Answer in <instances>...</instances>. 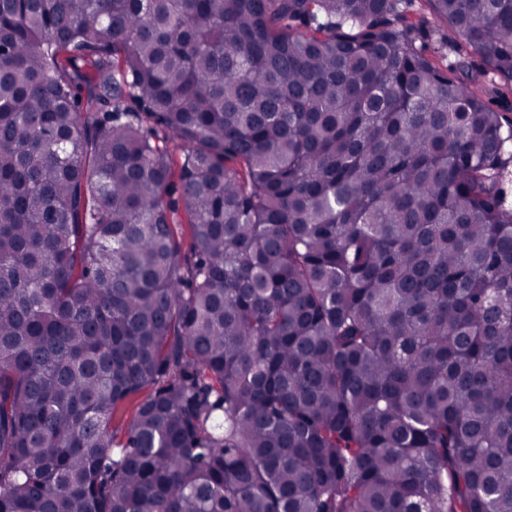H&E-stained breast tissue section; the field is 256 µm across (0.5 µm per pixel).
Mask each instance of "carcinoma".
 <instances>
[{"instance_id":"1","label":"carcinoma","mask_w":512,"mask_h":512,"mask_svg":"<svg viewBox=\"0 0 512 512\" xmlns=\"http://www.w3.org/2000/svg\"><path fill=\"white\" fill-rule=\"evenodd\" d=\"M420 2L0 0V512H512V0Z\"/></svg>"}]
</instances>
